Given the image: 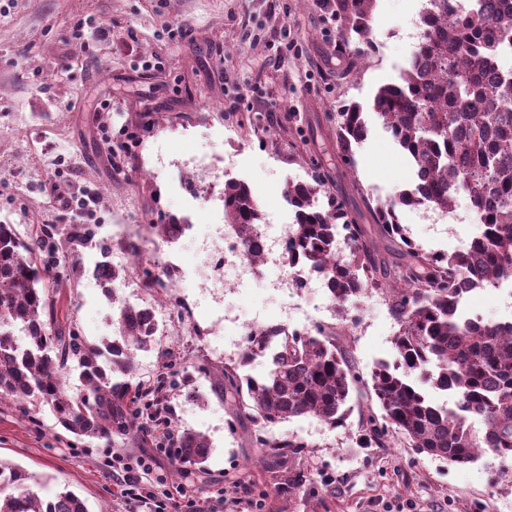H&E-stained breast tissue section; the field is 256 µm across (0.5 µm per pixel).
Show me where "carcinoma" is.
Masks as SVG:
<instances>
[{
    "mask_svg": "<svg viewBox=\"0 0 512 512\" xmlns=\"http://www.w3.org/2000/svg\"><path fill=\"white\" fill-rule=\"evenodd\" d=\"M374 2L334 0L331 13L344 25V40L368 41ZM498 4L467 0L450 16L448 0H426L409 66L396 82L381 86L369 105L415 175L392 202H366L378 234L404 261L381 265L364 228L349 219L321 178L286 190L295 211L288 266H305L328 279L341 320H349L353 299L378 290L399 325L395 362L377 363L370 373L371 403L360 420L365 448L401 444L452 464L469 463L486 450L512 457V324L479 327L462 308L464 292L512 279V70L501 66L504 49L512 47V10ZM367 134L361 104L336 113V146L344 163H351L353 147ZM461 192L482 231L451 253L424 252L406 235L396 209L424 206L446 213ZM320 193L327 197L325 208L318 206ZM258 215L246 183L224 182L226 223L247 234ZM342 230L346 254L336 250ZM81 237L80 224L69 225L57 241L45 226L24 237L15 225L0 224V402L19 403L25 412L48 405L77 439L148 448L157 444L165 393L175 384L162 375L149 384L134 380L138 353L155 346V335L144 333L137 314L123 307L112 322L116 338L103 350L73 330L50 329L57 300L46 280L68 258L71 241ZM124 249L132 262L112 269V280L134 275L149 290L167 293L161 265L137 243ZM273 341L276 356L267 373H247ZM71 361L79 370L76 396L69 395L65 375ZM195 372L210 381L218 399L229 401L233 414L258 424L254 443L273 474L294 471L305 443L261 430L300 417L339 427L352 411V390L363 382L336 344V333L321 325L293 336L260 332L234 364L205 358ZM424 384L451 392L455 402H433ZM474 418L482 430L473 429ZM167 438L176 471L203 472L211 453L205 435L171 425ZM30 479L20 467L0 461V512H88L71 491L42 498Z\"/></svg>",
    "mask_w": 512,
    "mask_h": 512,
    "instance_id": "obj_1",
    "label": "carcinoma"
}]
</instances>
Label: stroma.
I'll return each instance as SVG.
<instances>
[{
	"instance_id": "1",
	"label": "stroma",
	"mask_w": 512,
	"mask_h": 512,
	"mask_svg": "<svg viewBox=\"0 0 512 512\" xmlns=\"http://www.w3.org/2000/svg\"><path fill=\"white\" fill-rule=\"evenodd\" d=\"M424 4L376 0L372 40L360 47L343 43L325 0H0V224L24 234L45 224L113 225L110 252L121 254V241L152 236L160 214L182 215L170 177L203 150L223 158L225 179L248 184L268 223L291 215L288 185L320 170L350 216L376 235L367 202L390 200L412 171L373 116L353 165L342 164L336 114L397 81L418 47ZM78 24L92 53L72 37ZM101 26L111 37L98 46ZM104 100L111 103L105 110ZM160 161L167 171L153 175ZM88 191L96 197L89 213L57 202ZM398 218L429 253L462 248L478 232L462 194L452 214L432 218L403 207ZM92 282L87 265L61 281L55 326L98 344L113 327L102 321L109 306ZM120 285L119 297L149 302L160 314L158 344L139 354L136 379L154 377L167 358L192 377L195 397L169 389L167 417L209 439L206 471L182 479L162 450L79 441L49 406L26 417L15 403H0V460L32 474L41 497L67 489L88 512H139L112 471L142 459L150 466L144 487L168 493L177 512H189L192 499L210 501L213 512H242L245 499L263 500L264 512H512L511 459L488 452L452 465L401 446L361 447L359 412L370 402L362 385L342 427L314 418L270 427L306 444L298 460L304 485L276 478L251 443L256 423L231 416L209 382L193 375L199 355L237 360L233 337L213 333L228 312L334 329L355 370L369 375L376 362L395 359L399 326L383 298L360 297L347 330L321 294L275 298L267 278L227 293L187 279L166 298L134 277Z\"/></svg>"
}]
</instances>
